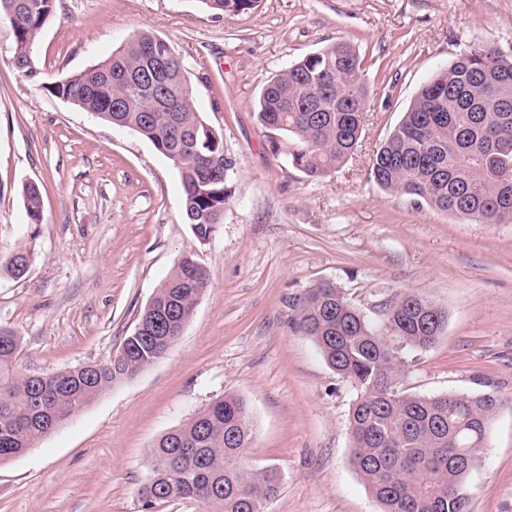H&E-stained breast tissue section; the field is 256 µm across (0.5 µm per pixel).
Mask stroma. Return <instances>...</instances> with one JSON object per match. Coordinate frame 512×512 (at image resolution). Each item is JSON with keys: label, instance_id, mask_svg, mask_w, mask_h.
I'll list each match as a JSON object with an SVG mask.
<instances>
[{"label": "stroma", "instance_id": "stroma-1", "mask_svg": "<svg viewBox=\"0 0 512 512\" xmlns=\"http://www.w3.org/2000/svg\"><path fill=\"white\" fill-rule=\"evenodd\" d=\"M142 31L179 55L234 162L232 198L206 239L150 141L46 90ZM337 41L363 60L366 124L348 163L311 179L270 152L256 104L291 62ZM11 42L0 21V330L17 339L14 374L111 360L185 253L211 285L162 359L0 463V512H147L139 490L156 440L227 393L251 411L250 464L280 476L268 512H382L352 463L356 390L290 322L320 282L377 324L402 291L447 312L432 348L405 350L399 382L424 396L506 397L469 474V512H512V224L415 206L370 176L417 90L460 51L480 42L512 56V0H260L220 18L195 0H56L35 77L11 65ZM20 251L32 261L17 279L4 264Z\"/></svg>", "mask_w": 512, "mask_h": 512}]
</instances>
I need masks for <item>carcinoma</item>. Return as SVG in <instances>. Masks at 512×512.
<instances>
[{"instance_id": "obj_1", "label": "carcinoma", "mask_w": 512, "mask_h": 512, "mask_svg": "<svg viewBox=\"0 0 512 512\" xmlns=\"http://www.w3.org/2000/svg\"><path fill=\"white\" fill-rule=\"evenodd\" d=\"M56 0H0L9 22L13 67L35 76L32 49L54 13ZM215 15L231 16L259 0H194ZM174 55L163 38L142 31L107 59L45 86L114 126L150 141L177 169L186 223L206 238L222 223L230 198L233 161L223 137L210 133L197 111L185 69L168 65L158 81L146 79L156 63ZM362 60L348 42L304 55L263 87L257 120L272 154L312 179L324 178L351 158L364 127L367 87ZM370 176L384 190L405 195L462 220L512 223V57L489 44H473L424 83L379 147ZM28 218L42 223L41 194L25 187ZM30 253L6 263L24 275ZM182 259L157 289L154 305L171 324L154 334L127 338L128 358L34 380L12 373L14 336L0 332V462L45 435L41 410L62 422L112 384L131 378L165 356L188 323L196 299L210 286L205 269ZM292 323L309 336L328 365L358 391L349 415L353 464L383 512H468L467 478L492 419L504 406L496 390L423 396L404 390L398 368L404 350L426 351L443 334L447 313L432 300L404 291L385 303L384 330L327 282L306 288ZM254 443L248 406L226 394L189 422L163 435L152 455L151 476L141 489L146 508L158 501L188 500L202 512H268L279 479L255 469L246 453Z\"/></svg>"}]
</instances>
